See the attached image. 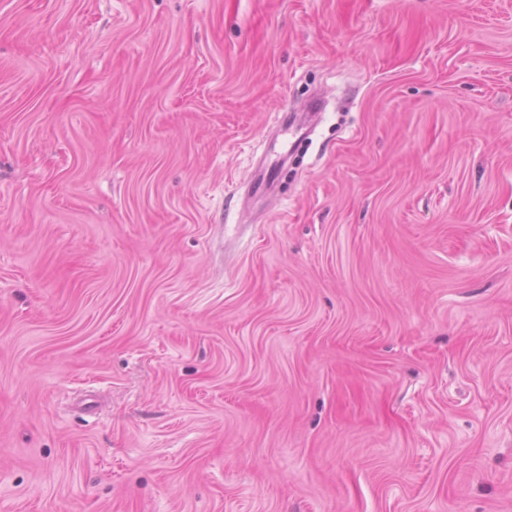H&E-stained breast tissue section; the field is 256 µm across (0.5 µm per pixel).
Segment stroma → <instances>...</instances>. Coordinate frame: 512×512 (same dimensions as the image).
<instances>
[{"mask_svg": "<svg viewBox=\"0 0 512 512\" xmlns=\"http://www.w3.org/2000/svg\"><path fill=\"white\" fill-rule=\"evenodd\" d=\"M0 512H512V0H0Z\"/></svg>", "mask_w": 512, "mask_h": 512, "instance_id": "35a3bbf8", "label": "stroma"}]
</instances>
